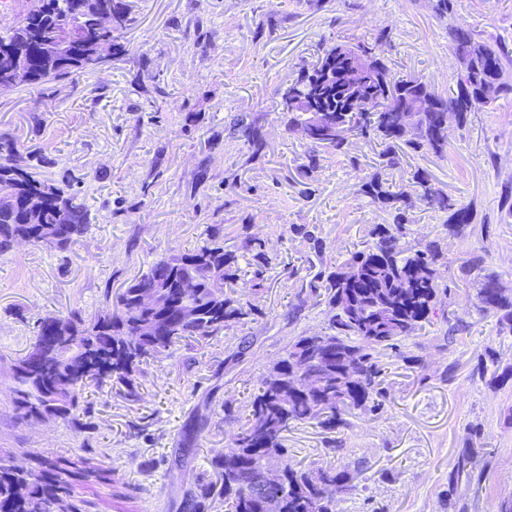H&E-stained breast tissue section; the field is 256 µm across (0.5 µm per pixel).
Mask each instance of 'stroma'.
Instances as JSON below:
<instances>
[{"mask_svg":"<svg viewBox=\"0 0 512 512\" xmlns=\"http://www.w3.org/2000/svg\"><path fill=\"white\" fill-rule=\"evenodd\" d=\"M132 21L116 32L125 52L65 82L0 90V134L32 173L78 196L89 229L68 250L19 244L0 253V461H105L111 482L76 486L85 512H173L182 485L206 470L245 421L269 367L301 336L329 333L319 289L324 273L372 242L389 216L360 191L374 171L376 141L351 137L346 154L314 150L289 131L281 93L324 47L391 37L393 74L447 93L458 62L449 22L512 49V0H456L452 20L432 0H128ZM260 129L253 152L240 125ZM316 153L318 166L303 164ZM427 170L477 224L448 232L446 213L414 201L402 246L437 243V313L385 360L382 404L356 411L329 433L304 423L288 433L296 458L359 471L336 512H501L512 508V332L483 311L482 273L512 296V96L450 125L443 154L405 155L391 178ZM218 232L240 271L235 291L256 312L202 344L147 360L136 397L107 385L89 395L78 422L25 420L8 389L15 359L40 318L108 313L119 292L157 259L197 248ZM262 243L268 263L245 244ZM481 270H470L474 257ZM423 369H415L414 359ZM205 429L183 443L189 415ZM342 449L335 452L331 441ZM471 451L481 484L451 485Z\"/></svg>","mask_w":512,"mask_h":512,"instance_id":"35a3bbf8","label":"stroma"}]
</instances>
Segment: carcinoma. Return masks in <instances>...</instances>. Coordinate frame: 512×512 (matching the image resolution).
I'll use <instances>...</instances> for the list:
<instances>
[{"label":"carcinoma","instance_id":"cac0c4a2","mask_svg":"<svg viewBox=\"0 0 512 512\" xmlns=\"http://www.w3.org/2000/svg\"><path fill=\"white\" fill-rule=\"evenodd\" d=\"M106 2L113 25L97 27L74 13L73 0H40L43 23H34V14L29 12L19 28L0 33V80L15 75L13 48L33 33L34 26L43 28V38L37 43L40 54L33 58L24 54L27 77L14 82L16 86L92 73L102 61L99 47L104 44L112 47L114 55L123 53V46L114 42L113 31L130 21V9L124 0ZM68 29L83 36L84 56L48 55L45 46L51 34ZM448 37L467 73L454 77L446 97L415 76L391 73L381 57L387 40L383 31L366 42L330 48L314 67L297 77L296 83L307 85V96L322 111V125L308 136L315 146L342 154L351 136L372 132L380 141L379 163L360 191L388 211L391 222L375 225L372 243L351 252L344 266L328 273L325 291L332 333L300 336L289 344L286 355L268 369L249 401L241 429L210 459V469L181 491L177 512H213L221 505L224 512H262L265 473L271 470L281 476L280 512H336V496L357 487L356 473L349 469L292 459L285 446L286 435L291 427L307 421L333 432L345 424L343 414L379 407L384 374L381 358L422 328L435 309L440 293L435 264L440 253L433 245L400 247L399 235L409 223L408 198L407 192L393 190L388 170L410 152L442 153L448 143V119L463 123L467 113L482 111L512 94V71L504 65L509 54L505 46L478 36L464 24L449 26ZM355 53L370 55L367 82L373 96L385 100L379 112L371 106L349 104L336 78L320 83L327 74L344 70L348 56ZM415 96L428 98L431 110L417 113L410 125L405 108ZM282 111L289 114L288 126L312 127L309 106L285 104ZM30 161L12 137L0 135V252L12 249L19 240L38 243L47 228L59 230L53 246L64 251L87 232L88 211L76 196L35 178ZM412 180L430 207L451 211L448 232L458 235L477 223L476 212L467 206L455 207L433 186L427 171H415ZM232 259L211 238L190 252L156 260L120 294L114 313L90 322L73 313L62 318L68 348L40 368L30 369L26 367L28 352L39 348L43 340L36 335L12 368L9 389L16 409L24 418L67 419L78 411L88 386L102 387L108 382L123 385L127 395L135 397L137 374L144 361L181 341L206 342L223 331L226 323L251 315V303L243 304L224 291L236 281V274L226 269ZM169 277L193 279L198 288L187 299L177 289H168L172 305L165 312L142 309L139 297L160 291ZM478 300L480 308L498 313L502 327L512 331V299L503 294L495 275L485 276ZM187 301L197 317L184 322L179 312ZM308 349L321 355L316 385L304 384L294 371L295 358ZM204 427L199 416H192L184 424L183 440L192 443ZM41 466L36 473L0 464V512H83L81 501L73 496V484L90 476H112V468L93 466L83 457L57 458ZM453 478L469 484L475 481L469 455L458 457Z\"/></svg>","mask_w":512,"mask_h":512}]
</instances>
